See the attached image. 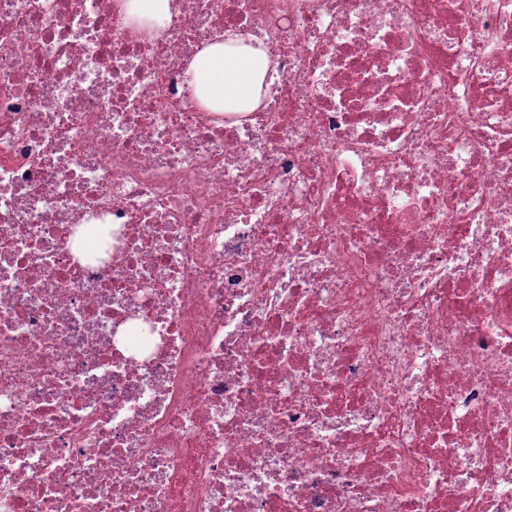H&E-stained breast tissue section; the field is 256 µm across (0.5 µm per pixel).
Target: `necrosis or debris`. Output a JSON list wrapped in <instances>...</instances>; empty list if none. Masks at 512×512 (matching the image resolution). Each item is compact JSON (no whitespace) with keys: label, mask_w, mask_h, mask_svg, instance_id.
<instances>
[{"label":"necrosis or debris","mask_w":512,"mask_h":512,"mask_svg":"<svg viewBox=\"0 0 512 512\" xmlns=\"http://www.w3.org/2000/svg\"><path fill=\"white\" fill-rule=\"evenodd\" d=\"M121 3L0 0V512H512V0ZM169 0H124L123 10L132 20L161 22L169 13ZM255 36L233 32L205 45L189 66L200 103L209 112H254L260 105L269 60Z\"/></svg>","instance_id":"1"}]
</instances>
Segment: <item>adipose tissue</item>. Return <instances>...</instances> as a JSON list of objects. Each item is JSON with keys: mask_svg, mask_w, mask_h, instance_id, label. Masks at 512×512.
Masks as SVG:
<instances>
[{"mask_svg": "<svg viewBox=\"0 0 512 512\" xmlns=\"http://www.w3.org/2000/svg\"><path fill=\"white\" fill-rule=\"evenodd\" d=\"M269 72L261 40L233 32L205 45L189 66L200 103L223 113L256 111Z\"/></svg>", "mask_w": 512, "mask_h": 512, "instance_id": "adipose-tissue-1", "label": "adipose tissue"}]
</instances>
